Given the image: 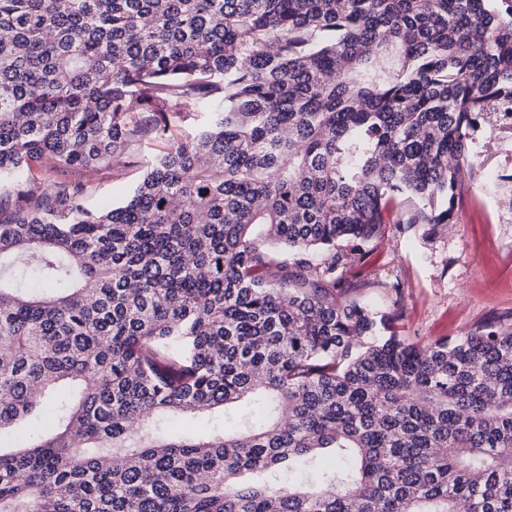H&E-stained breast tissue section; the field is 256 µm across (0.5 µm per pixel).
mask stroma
Returning <instances> with one entry per match:
<instances>
[{
	"mask_svg": "<svg viewBox=\"0 0 512 512\" xmlns=\"http://www.w3.org/2000/svg\"><path fill=\"white\" fill-rule=\"evenodd\" d=\"M165 147L148 138L116 158L111 168H57L45 172L46 186L86 185V206L103 209L125 200L145 165ZM477 166L447 232L424 237L420 226L387 225L374 243V270L352 296L378 310L399 312L401 331L426 344L473 331L493 317L512 315V127L486 124L473 144ZM400 287V299L387 293Z\"/></svg>",
	"mask_w": 512,
	"mask_h": 512,
	"instance_id": "1",
	"label": "stroma"
}]
</instances>
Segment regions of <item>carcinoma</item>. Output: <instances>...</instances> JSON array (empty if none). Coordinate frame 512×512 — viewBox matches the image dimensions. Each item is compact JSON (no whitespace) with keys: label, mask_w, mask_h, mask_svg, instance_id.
I'll use <instances>...</instances> for the list:
<instances>
[{"label":"carcinoma","mask_w":512,"mask_h":512,"mask_svg":"<svg viewBox=\"0 0 512 512\" xmlns=\"http://www.w3.org/2000/svg\"><path fill=\"white\" fill-rule=\"evenodd\" d=\"M508 104L512 0H0V183L168 140L0 219V434L77 385L0 512H512V319L422 345L347 278ZM165 147L162 140L147 138L131 152L124 153L112 163L111 168L96 171L90 169L57 168L44 173L42 186L51 187L54 183L67 185H88L90 193L85 197V205L103 209L125 200L142 175L145 165ZM223 426V417L219 413H214L203 418L186 417L181 421L183 430L197 433H212Z\"/></svg>","instance_id":"obj_1"}]
</instances>
